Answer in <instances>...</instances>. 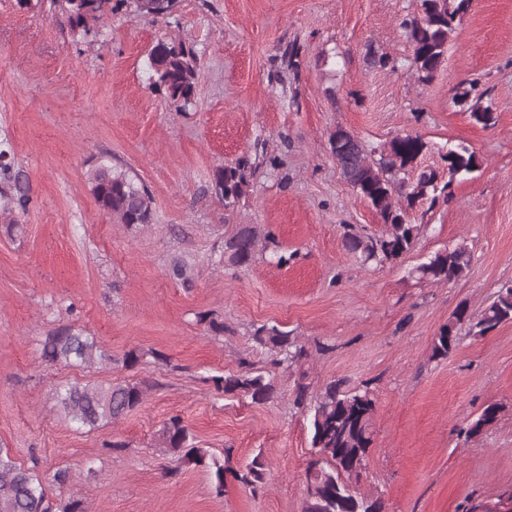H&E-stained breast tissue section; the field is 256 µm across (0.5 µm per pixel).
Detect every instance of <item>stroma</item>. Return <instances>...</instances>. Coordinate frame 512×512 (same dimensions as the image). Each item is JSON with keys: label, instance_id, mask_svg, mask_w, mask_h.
I'll return each mask as SVG.
<instances>
[{"label": "stroma", "instance_id": "stroma-1", "mask_svg": "<svg viewBox=\"0 0 512 512\" xmlns=\"http://www.w3.org/2000/svg\"><path fill=\"white\" fill-rule=\"evenodd\" d=\"M419 0H180L163 19L123 10L88 34L70 31L50 0L19 9L0 0V147L27 201L0 217V447L41 477L69 470L66 498L88 512H302L314 457L297 385L316 393L334 379L368 386L375 399L371 451L356 487L387 512H470L512 490V323L463 338L447 359L431 343L458 305L478 313L512 284V0H472L429 81L419 80L400 23ZM175 38L199 53L195 103L178 108L152 86L145 58ZM296 45L299 70L281 60ZM390 65H371L369 52ZM476 81L495 122L453 104ZM372 147L403 133L438 148L462 144L481 160L454 184L399 264L365 267L343 245L345 225L384 226L344 180L331 152L336 129ZM264 141L262 165L233 208L211 188L214 171ZM111 156L152 191L154 218L113 223L89 172ZM241 224L272 231L268 256L224 265V240ZM457 243L469 274L421 282L409 271ZM192 266V287L172 275ZM207 314L222 333L199 323ZM292 332L308 351L300 366L272 369L252 335ZM70 325L109 359L94 368L52 365L41 341ZM150 351L124 367L127 350ZM274 370L278 395L257 405L217 391L212 376ZM147 382L141 407L87 431L65 416L58 387ZM502 411L482 435L470 421ZM180 415L200 447L260 459L258 490L160 453L162 423ZM120 450H112V443ZM502 410V406L498 403H491L486 405L481 413L471 420L465 434L467 438L481 435L487 428H489L498 419Z\"/></svg>", "mask_w": 512, "mask_h": 512}]
</instances>
